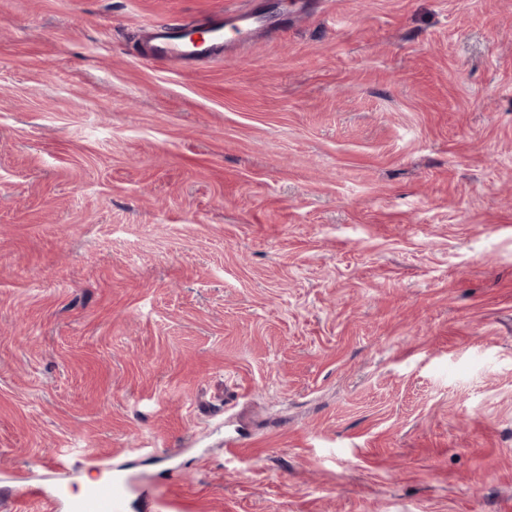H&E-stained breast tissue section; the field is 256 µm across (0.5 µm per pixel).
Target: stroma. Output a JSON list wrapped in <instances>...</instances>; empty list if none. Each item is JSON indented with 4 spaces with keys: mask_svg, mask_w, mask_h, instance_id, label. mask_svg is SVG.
Masks as SVG:
<instances>
[{
    "mask_svg": "<svg viewBox=\"0 0 512 512\" xmlns=\"http://www.w3.org/2000/svg\"><path fill=\"white\" fill-rule=\"evenodd\" d=\"M232 2L0 0V512H512V0ZM256 14L250 7L211 13L193 23L148 21L140 30L143 56L158 66L174 64L188 70L214 64L255 36L253 30L259 29ZM197 28L206 33L202 41L190 34ZM226 29L232 37L225 38ZM126 484L121 478L103 482L88 489L72 502V512H125Z\"/></svg>",
    "mask_w": 512,
    "mask_h": 512,
    "instance_id": "obj_1",
    "label": "stroma"
}]
</instances>
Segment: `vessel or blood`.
Returning a JSON list of instances; mask_svg holds the SVG:
<instances>
[{
    "instance_id": "vessel-or-blood-1",
    "label": "vessel or blood",
    "mask_w": 512,
    "mask_h": 512,
    "mask_svg": "<svg viewBox=\"0 0 512 512\" xmlns=\"http://www.w3.org/2000/svg\"><path fill=\"white\" fill-rule=\"evenodd\" d=\"M256 21L252 8L211 13L192 24L178 19L150 21L142 25L139 41L144 57L155 65L189 70L214 64L250 41ZM126 504V485L115 477L88 489L71 508L72 512H126Z\"/></svg>"
}]
</instances>
